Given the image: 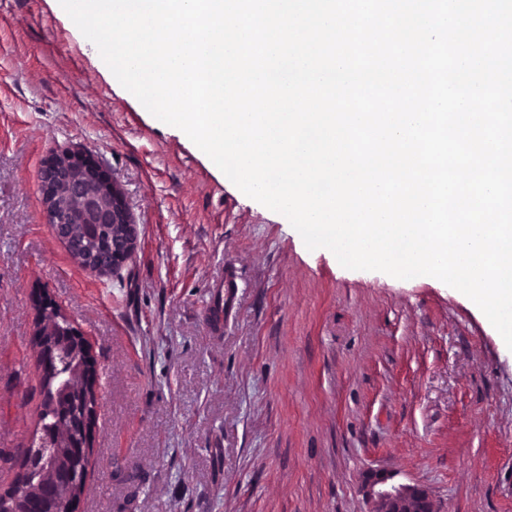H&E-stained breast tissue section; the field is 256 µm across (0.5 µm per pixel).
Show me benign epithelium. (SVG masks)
Returning <instances> with one entry per match:
<instances>
[{
	"label": "benign epithelium",
	"instance_id": "7a95c632",
	"mask_svg": "<svg viewBox=\"0 0 512 512\" xmlns=\"http://www.w3.org/2000/svg\"><path fill=\"white\" fill-rule=\"evenodd\" d=\"M41 194L47 223L67 244L72 257L82 267L107 274L116 270L134 254L137 225L134 224L120 185L105 177L99 167L81 153L67 152L52 159L41 172ZM76 198L79 210L74 212L64 200ZM112 243V264L98 262V253ZM40 312L44 321L36 327L41 346V365L58 393H70L71 374L58 366V350L83 341L77 328L58 305L47 300ZM81 379L87 394L82 412L71 421L73 437L66 454L71 461L54 477L41 485L28 487L17 482L0 495L6 512H59L62 496L78 486L82 475L73 462L83 459L88 451L89 436L98 414V402L91 400L94 391V370L91 364L82 367ZM361 492L373 504L372 512H434L429 492L417 485L394 484L392 476L370 472L362 476Z\"/></svg>",
	"mask_w": 512,
	"mask_h": 512
}]
</instances>
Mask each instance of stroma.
I'll list each match as a JSON object with an SVG mask.
<instances>
[{
	"instance_id": "stroma-1",
	"label": "stroma",
	"mask_w": 512,
	"mask_h": 512,
	"mask_svg": "<svg viewBox=\"0 0 512 512\" xmlns=\"http://www.w3.org/2000/svg\"><path fill=\"white\" fill-rule=\"evenodd\" d=\"M78 151L137 226L79 267L40 173ZM87 339L100 415L78 512H512V351L463 293L342 267L124 89L59 0H0V493L39 429L38 307ZM392 476L370 472L362 476L361 492L373 504L370 512H434L429 492L418 485L393 484Z\"/></svg>"
}]
</instances>
